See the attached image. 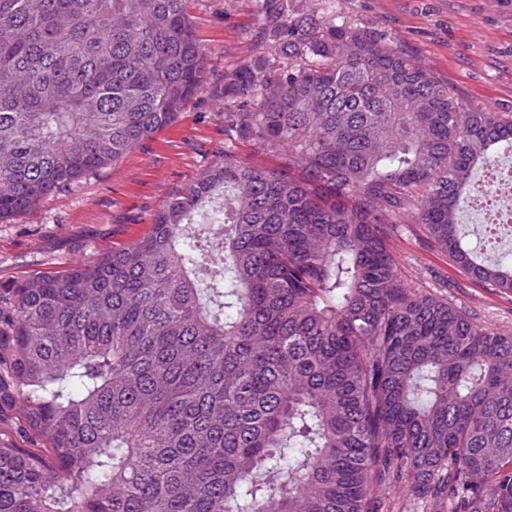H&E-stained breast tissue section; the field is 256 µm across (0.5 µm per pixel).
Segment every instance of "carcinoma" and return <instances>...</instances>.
I'll return each mask as SVG.
<instances>
[{"label": "carcinoma", "mask_w": 512, "mask_h": 512, "mask_svg": "<svg viewBox=\"0 0 512 512\" xmlns=\"http://www.w3.org/2000/svg\"><path fill=\"white\" fill-rule=\"evenodd\" d=\"M188 0H0V221L122 157L207 87ZM270 52L224 71V152L151 229L0 294V512H512V330L411 282L512 113L473 109L339 0H255ZM279 163L256 165L239 146Z\"/></svg>", "instance_id": "obj_1"}]
</instances>
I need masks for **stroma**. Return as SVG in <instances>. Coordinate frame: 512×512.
I'll return each mask as SVG.
<instances>
[{"mask_svg": "<svg viewBox=\"0 0 512 512\" xmlns=\"http://www.w3.org/2000/svg\"><path fill=\"white\" fill-rule=\"evenodd\" d=\"M345 16L399 39L418 65L475 108L512 113V0H343ZM207 88L176 120L108 166L0 222V288L39 272L94 262L146 234L168 197L224 148V72L268 51L255 0H192ZM412 281L449 280L448 299L492 329L512 328V295L468 280L441 252L403 233L395 243Z\"/></svg>", "mask_w": 512, "mask_h": 512, "instance_id": "obj_1", "label": "stroma"}]
</instances>
